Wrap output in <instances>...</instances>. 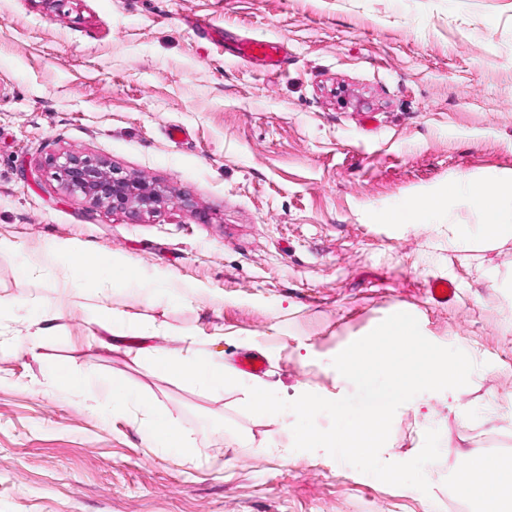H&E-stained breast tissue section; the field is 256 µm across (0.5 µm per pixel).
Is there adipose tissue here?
<instances>
[{"instance_id":"adipose-tissue-1","label":"adipose tissue","mask_w":512,"mask_h":512,"mask_svg":"<svg viewBox=\"0 0 512 512\" xmlns=\"http://www.w3.org/2000/svg\"><path fill=\"white\" fill-rule=\"evenodd\" d=\"M459 199L468 200L479 211L481 221L474 225H449V244L470 247L512 237V178L500 183L493 191L469 178H460L449 185L446 197L429 198L399 207L393 221L397 224H411L416 219L437 215ZM84 259V254L73 246L53 245L20 265L17 272L21 276L34 278L40 276L45 269L55 268L62 275L64 287L78 289L86 283H93L99 297L98 303L91 309L93 322L102 327L118 324L120 314L110 304V292L118 285L125 288L140 287L139 277L125 261L99 264L86 273L80 268ZM152 365L159 373L207 391L222 390L229 378L223 361L218 359L157 355L153 357ZM142 408L147 416L144 428L149 447H190L192 433L182 422L172 418L162 408L152 406L150 402H143ZM496 474L497 478L491 484L476 485L467 478H457L453 482V492L458 498L472 504L474 512H512L511 457H500Z\"/></svg>"}]
</instances>
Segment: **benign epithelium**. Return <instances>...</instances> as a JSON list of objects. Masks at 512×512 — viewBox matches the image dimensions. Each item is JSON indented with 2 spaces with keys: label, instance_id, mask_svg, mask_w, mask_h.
Wrapping results in <instances>:
<instances>
[{
  "label": "benign epithelium",
  "instance_id": "benign-epithelium-1",
  "mask_svg": "<svg viewBox=\"0 0 512 512\" xmlns=\"http://www.w3.org/2000/svg\"><path fill=\"white\" fill-rule=\"evenodd\" d=\"M58 168L69 191L95 207L121 211L133 220L154 212L166 194H175L146 178L123 175L102 159L67 154Z\"/></svg>",
  "mask_w": 512,
  "mask_h": 512
}]
</instances>
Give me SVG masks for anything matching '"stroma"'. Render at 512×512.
<instances>
[{
    "mask_svg": "<svg viewBox=\"0 0 512 512\" xmlns=\"http://www.w3.org/2000/svg\"><path fill=\"white\" fill-rule=\"evenodd\" d=\"M240 34L285 43L282 74L235 57ZM341 82L366 109L336 100ZM68 153L176 194L131 221L66 190ZM462 176H512V0H0V512H471L461 464L512 456V238L450 245L449 224L480 221L461 201L386 221ZM54 243L179 295L114 289L133 326H95L91 295L59 291L56 270L15 272ZM435 278L456 287L448 305L425 291ZM397 312L478 365L395 413L383 461L440 432L426 494L294 450V417L243 408L251 386L351 394L333 358ZM245 348L268 372L219 392L149 360ZM55 365L94 377L63 391ZM116 380L192 429V449L148 447L137 408L105 414Z\"/></svg>",
    "mask_w": 512,
    "mask_h": 512,
    "instance_id": "stroma-1",
    "label": "stroma"
}]
</instances>
